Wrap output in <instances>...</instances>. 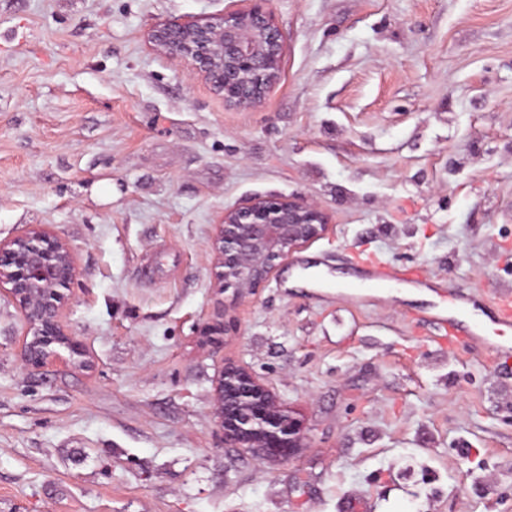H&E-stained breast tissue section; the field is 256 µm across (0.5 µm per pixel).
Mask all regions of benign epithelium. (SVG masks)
I'll return each mask as SVG.
<instances>
[{
  "mask_svg": "<svg viewBox=\"0 0 512 512\" xmlns=\"http://www.w3.org/2000/svg\"><path fill=\"white\" fill-rule=\"evenodd\" d=\"M150 40L165 54L190 61L227 105L241 109L260 105L275 86L285 46L269 0H250L213 21H165L151 30ZM327 225L321 209L300 199L258 198L224 211L212 241L218 288L236 298L256 294L278 261ZM77 273L70 246L42 226L0 241V293L23 316L29 364L83 363V343L61 321L65 292ZM215 392V414L231 447L282 460L303 447L301 422L245 368L225 365Z\"/></svg>",
  "mask_w": 512,
  "mask_h": 512,
  "instance_id": "7a95c632",
  "label": "benign epithelium"
}]
</instances>
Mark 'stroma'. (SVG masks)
<instances>
[{"mask_svg":"<svg viewBox=\"0 0 512 512\" xmlns=\"http://www.w3.org/2000/svg\"><path fill=\"white\" fill-rule=\"evenodd\" d=\"M246 5L0 0V241L70 245L88 360L29 366L0 295V512H512V360L439 350L425 295L343 288L361 252L512 285V0H270L279 79L236 109L148 32ZM271 195L328 229L233 302L211 240ZM227 362L301 420L291 459L225 443Z\"/></svg>","mask_w":512,"mask_h":512,"instance_id":"35a3bbf8","label":"stroma"}]
</instances>
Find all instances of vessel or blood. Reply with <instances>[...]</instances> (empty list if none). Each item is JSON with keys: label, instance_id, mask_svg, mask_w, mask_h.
<instances>
[{"label": "vessel or blood", "instance_id": "vessel-or-blood-1", "mask_svg": "<svg viewBox=\"0 0 512 512\" xmlns=\"http://www.w3.org/2000/svg\"><path fill=\"white\" fill-rule=\"evenodd\" d=\"M361 285L390 288L396 285L426 290L433 299L429 303L427 322L431 336L442 348H483L490 352L491 364L512 357V345L501 338L512 329V291L493 293L480 290L462 292L446 287L444 280L430 277L422 268L408 265L376 263L365 268ZM489 311L495 332H487L478 318L479 312Z\"/></svg>", "mask_w": 512, "mask_h": 512}]
</instances>
